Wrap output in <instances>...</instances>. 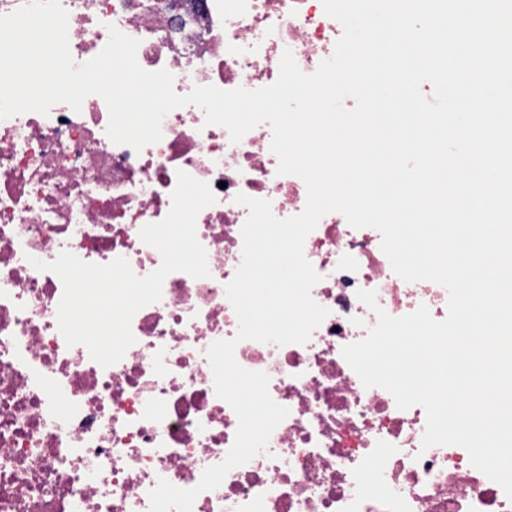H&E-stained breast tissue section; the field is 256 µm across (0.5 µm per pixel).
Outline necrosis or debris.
Instances as JSON below:
<instances>
[{
	"label": "necrosis or debris",
	"mask_w": 512,
	"mask_h": 512,
	"mask_svg": "<svg viewBox=\"0 0 512 512\" xmlns=\"http://www.w3.org/2000/svg\"><path fill=\"white\" fill-rule=\"evenodd\" d=\"M61 4L76 63L104 48L113 25L138 39L139 65L169 71L180 95L271 85L287 49L313 73L343 33L322 0ZM108 122L96 95L78 112L58 104L0 120V512H149L158 480L191 489L225 459L238 420L215 392L206 352L238 331L225 286L242 261L249 210L235 197L268 200L281 219L306 204L303 180L277 172L269 124L234 143L186 105L138 152L113 143ZM181 171L216 197L196 219L210 275L169 274L161 300L134 315V344L101 366L85 346H67L57 323L62 282L31 261L67 250L151 273L161 256L139 231L167 216ZM304 255L321 276L312 297L329 311L324 322L307 343L244 340L234 352L240 366L268 375L271 398L289 414L266 452L199 493L192 512H512L463 447L423 448V407L400 409L387 390L364 387L342 355L376 322L358 291H375L390 315L423 305L441 321L447 289L404 281L380 233L338 212L320 219Z\"/></svg>",
	"instance_id": "4bbe7bcc"
}]
</instances>
